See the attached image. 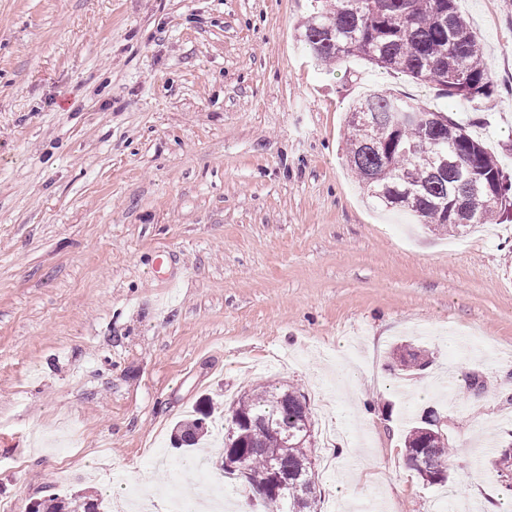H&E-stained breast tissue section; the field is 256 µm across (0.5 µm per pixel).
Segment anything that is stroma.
Here are the masks:
<instances>
[{
    "instance_id": "35a3bbf8",
    "label": "stroma",
    "mask_w": 512,
    "mask_h": 512,
    "mask_svg": "<svg viewBox=\"0 0 512 512\" xmlns=\"http://www.w3.org/2000/svg\"><path fill=\"white\" fill-rule=\"evenodd\" d=\"M457 6L494 86L479 108L312 61L311 0H0V506H163L174 426L272 376L322 395L320 512H456L465 470L427 485L403 442L430 408L467 460L512 441V213L486 236L379 215L345 117L398 94L512 174V0ZM405 341L433 360L412 380L387 368ZM471 374L482 397L437 385Z\"/></svg>"
}]
</instances>
